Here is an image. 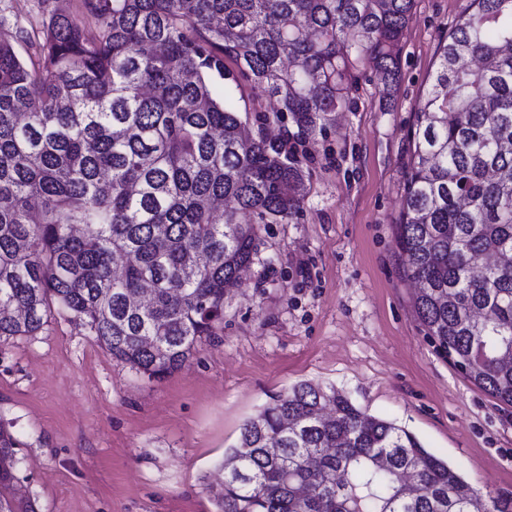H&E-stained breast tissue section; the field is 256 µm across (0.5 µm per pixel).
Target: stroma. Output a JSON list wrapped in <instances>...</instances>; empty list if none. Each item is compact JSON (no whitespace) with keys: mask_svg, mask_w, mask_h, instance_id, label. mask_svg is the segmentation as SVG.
Returning <instances> with one entry per match:
<instances>
[{"mask_svg":"<svg viewBox=\"0 0 512 512\" xmlns=\"http://www.w3.org/2000/svg\"><path fill=\"white\" fill-rule=\"evenodd\" d=\"M471 2L415 0L395 92L359 65L356 108L304 145L300 219L261 225L252 265L224 296L223 329L181 368L148 377L60 312L0 339V425L38 512H216L225 448L301 381L405 427L482 494L512 495V407L425 338L394 244L406 134L439 42ZM241 89L251 133L286 139L293 127L273 121L276 101Z\"/></svg>","mask_w":512,"mask_h":512,"instance_id":"1","label":"stroma"}]
</instances>
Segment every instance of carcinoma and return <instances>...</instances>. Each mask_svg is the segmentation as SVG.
<instances>
[{"label":"carcinoma","instance_id":"cac0c4a2","mask_svg":"<svg viewBox=\"0 0 512 512\" xmlns=\"http://www.w3.org/2000/svg\"><path fill=\"white\" fill-rule=\"evenodd\" d=\"M472 2L417 106L395 241L425 337L512 406V0ZM40 3L31 64L24 30L0 20V338L60 309L162 377L221 328L259 225L302 212L306 156L246 133L240 79L297 138L322 134L355 103L357 64L398 86L414 0ZM17 464L0 426V512H36ZM219 471L217 512H512L404 427L306 381L245 421Z\"/></svg>","mask_w":512,"mask_h":512}]
</instances>
